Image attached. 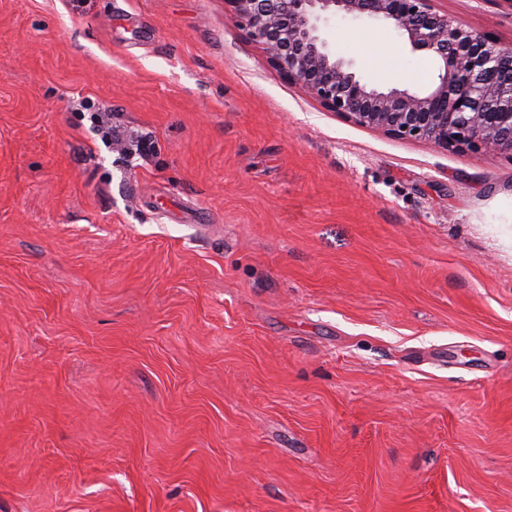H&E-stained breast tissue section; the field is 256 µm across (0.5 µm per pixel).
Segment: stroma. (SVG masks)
Segmentation results:
<instances>
[{
    "mask_svg": "<svg viewBox=\"0 0 512 512\" xmlns=\"http://www.w3.org/2000/svg\"><path fill=\"white\" fill-rule=\"evenodd\" d=\"M0 512H512V155L323 109L228 0H0Z\"/></svg>",
    "mask_w": 512,
    "mask_h": 512,
    "instance_id": "35a3bbf8",
    "label": "stroma"
}]
</instances>
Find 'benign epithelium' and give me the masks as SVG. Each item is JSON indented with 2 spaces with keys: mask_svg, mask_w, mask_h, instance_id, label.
I'll use <instances>...</instances> for the list:
<instances>
[{
  "mask_svg": "<svg viewBox=\"0 0 512 512\" xmlns=\"http://www.w3.org/2000/svg\"><path fill=\"white\" fill-rule=\"evenodd\" d=\"M279 73L327 110L386 136L512 156V42L465 26L437 0H229ZM390 22L438 64L426 90L370 86L328 48L322 16Z\"/></svg>",
  "mask_w": 512,
  "mask_h": 512,
  "instance_id": "1",
  "label": "benign epithelium"
}]
</instances>
